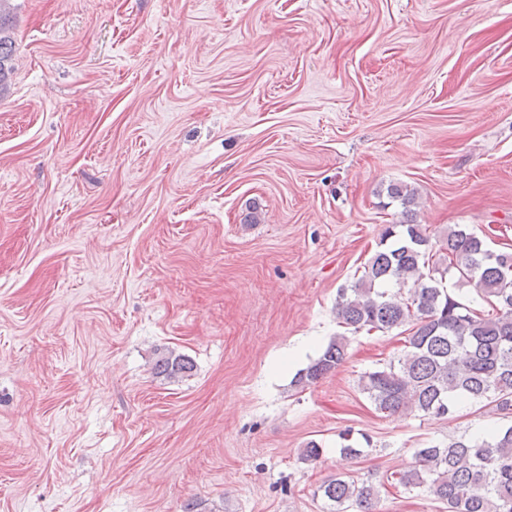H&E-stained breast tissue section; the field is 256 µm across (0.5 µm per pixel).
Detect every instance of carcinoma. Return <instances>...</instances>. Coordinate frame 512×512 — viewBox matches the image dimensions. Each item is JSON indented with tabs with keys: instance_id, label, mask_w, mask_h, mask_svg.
<instances>
[{
	"instance_id": "cac0c4a2",
	"label": "carcinoma",
	"mask_w": 512,
	"mask_h": 512,
	"mask_svg": "<svg viewBox=\"0 0 512 512\" xmlns=\"http://www.w3.org/2000/svg\"><path fill=\"white\" fill-rule=\"evenodd\" d=\"M12 0H0V91L12 72ZM400 204L402 220L388 225L385 247L364 266L336 301L339 323L355 332H390L407 326L405 352L395 362L360 378L361 390L382 414L446 417L462 402L512 414V252L495 253L469 227L448 229L440 249L448 269L474 284L491 306L484 313L448 291L443 279L425 274L430 237L415 223L416 191L404 184L386 188ZM347 337H335L322 355L295 379L317 382L343 364ZM184 354L169 351L154 371L169 380L192 372ZM415 464L394 473L395 486L425 492L446 512H512V425L484 436L460 437L443 446L417 448ZM319 491L325 512H373L380 487L351 476H332Z\"/></svg>"
}]
</instances>
